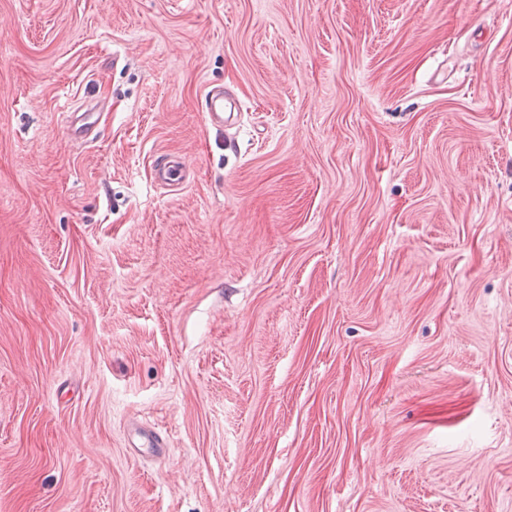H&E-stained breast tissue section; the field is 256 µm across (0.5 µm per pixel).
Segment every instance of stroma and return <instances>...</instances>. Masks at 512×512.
Returning a JSON list of instances; mask_svg holds the SVG:
<instances>
[{
  "instance_id": "stroma-1",
  "label": "stroma",
  "mask_w": 512,
  "mask_h": 512,
  "mask_svg": "<svg viewBox=\"0 0 512 512\" xmlns=\"http://www.w3.org/2000/svg\"><path fill=\"white\" fill-rule=\"evenodd\" d=\"M0 512H512V0H0ZM205 117L213 125L223 126L224 122L233 121L237 113L236 100L224 103V91L220 89L209 90L204 97Z\"/></svg>"
}]
</instances>
